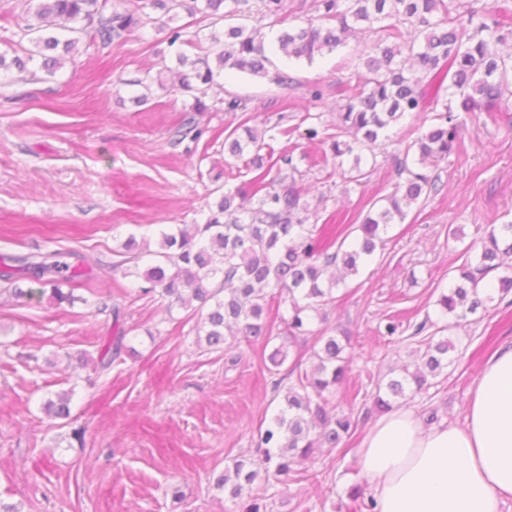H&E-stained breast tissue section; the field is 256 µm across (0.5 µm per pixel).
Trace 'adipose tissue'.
Returning <instances> with one entry per match:
<instances>
[{
  "instance_id": "1",
  "label": "adipose tissue",
  "mask_w": 512,
  "mask_h": 512,
  "mask_svg": "<svg viewBox=\"0 0 512 512\" xmlns=\"http://www.w3.org/2000/svg\"><path fill=\"white\" fill-rule=\"evenodd\" d=\"M357 460L376 512H502L512 501V344L485 362L463 424L427 429L399 408L368 431Z\"/></svg>"
}]
</instances>
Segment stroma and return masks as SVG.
<instances>
[{
    "label": "stroma",
    "mask_w": 512,
    "mask_h": 512,
    "mask_svg": "<svg viewBox=\"0 0 512 512\" xmlns=\"http://www.w3.org/2000/svg\"><path fill=\"white\" fill-rule=\"evenodd\" d=\"M24 6L0 0V44L12 42L20 57L31 48L21 36ZM181 50L148 25L106 48L82 38L46 81L0 74V258L69 250L86 257L95 285L76 288L73 302L57 307L45 297H14L0 280V502L19 512H238L213 478L253 453L275 411L260 346L208 351L195 344L189 311L157 295L119 300V289L135 285L119 250L130 236L154 239L165 224L204 222L215 189L237 184L225 174L224 138L238 125L295 129L308 113L332 125L336 85L353 79L356 53L349 46L310 64H281L292 79L286 88L221 75L208 96L211 111L197 117L204 134L195 141L177 133L191 97L157 85L169 80ZM138 79L152 86L141 106L133 101ZM315 84L324 96L311 105ZM230 94L244 99L243 110L225 111ZM276 146L303 170L298 185L317 206V223L334 212L360 223L397 182L382 160L366 168L362 184L330 187L307 162L327 144L295 131ZM438 173L443 191L391 227L385 250L348 281L328 322L351 336L357 429L317 455L310 480L288 489L257 481L255 493L271 498L273 512H352L350 490L364 483L356 451L380 418L372 409L376 384L413 346L401 337L388 343L380 328L391 315L406 325L435 315L470 245L489 225L512 220V121L467 118L460 151ZM452 226L459 240H449ZM117 329L134 352L100 370L101 348ZM448 337L455 350L447 377L406 405L419 414L436 408L440 422L460 424L486 359L512 344V294ZM63 390L72 391V415L87 428L84 443L42 411ZM177 489L183 499L174 498Z\"/></svg>",
    "instance_id": "stroma-1"
}]
</instances>
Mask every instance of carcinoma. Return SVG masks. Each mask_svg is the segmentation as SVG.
Returning a JSON list of instances; mask_svg holds the SVG:
<instances>
[{"mask_svg": "<svg viewBox=\"0 0 512 512\" xmlns=\"http://www.w3.org/2000/svg\"><path fill=\"white\" fill-rule=\"evenodd\" d=\"M31 7L22 37L34 47L26 59L0 52V71L12 67L37 77H52L63 64L53 55L69 53L82 36L105 48L143 25L142 18L112 0H28ZM249 0H143L141 9L163 12L152 22L168 30L169 43L191 44L183 29L170 27L180 11H204L228 22L224 31L208 37L211 51L191 57L177 54L175 78L180 90L192 94L191 113L182 124L199 138L195 113L206 112L205 97L215 79L226 71L268 76L273 57L313 61L347 46L361 32L374 39L357 54L355 82L336 86L343 104L336 112L335 132L327 126L306 129L313 141L330 142L332 159L343 178L359 184L365 177L363 155L376 158L374 149L394 143L392 131L406 115L432 112L427 128L417 127L410 142H398L391 155L402 179L395 191L373 206L358 224L342 225L333 214L321 225L310 224V205L297 187L293 157L276 155L273 141L298 128H284L264 142L256 129L237 126L224 138V151L244 162L251 178L222 193L210 206L202 224H174L159 231L155 242L127 238L121 244L124 275L139 282L138 294H159L168 307L192 310L199 316L193 332L196 344L209 350L224 348L228 338L271 347L265 357L272 375L287 374L292 384L273 380L278 409L259 430V459L233 460L213 478V489L242 505L243 512H266L265 499L253 493L258 478L290 486L308 480L307 462L321 448H336L351 436L357 421L352 413L330 406L345 385L353 353L349 337L311 329L313 320L325 321L327 307L336 304L339 286L360 274L361 268L384 248L391 225L405 221L420 200L440 193L444 185L432 169L461 146L464 121L460 113L512 110V0H313L316 15L301 26L278 29L273 37L249 23L244 5ZM269 28L280 26L287 0H254ZM266 154H261V151ZM350 161L343 169L341 159ZM21 270L41 288H12L18 298L44 295L61 305L72 301L63 283L86 277L84 263L73 264L69 254L53 252L36 260L19 259ZM502 271L487 285L491 273ZM512 291V222L492 224L476 251L464 263L436 301L440 318L426 319L414 335L412 362L391 370L377 383L374 407L380 411L413 398L447 372L455 345L442 332L451 322L487 309L496 298ZM315 336L311 364L294 347ZM126 333L112 336L100 356V368L112 365L125 344ZM71 393L63 391L44 401V413L53 419L70 417ZM351 498L357 512H375L373 498H364L354 486Z\"/></svg>", "mask_w": 512, "mask_h": 512, "instance_id": "carcinoma-1", "label": "carcinoma"}]
</instances>
